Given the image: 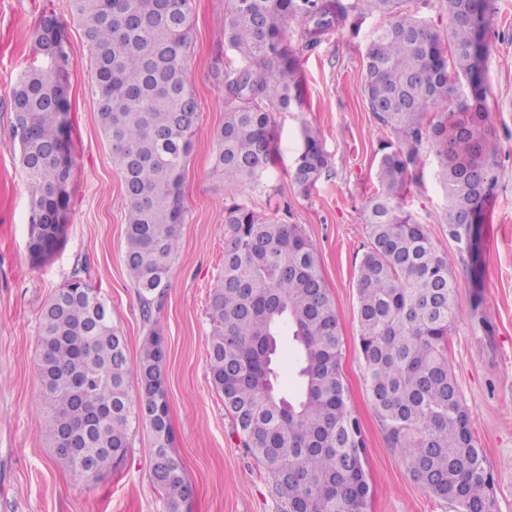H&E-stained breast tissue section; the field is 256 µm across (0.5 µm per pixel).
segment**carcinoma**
<instances>
[{"mask_svg": "<svg viewBox=\"0 0 512 512\" xmlns=\"http://www.w3.org/2000/svg\"><path fill=\"white\" fill-rule=\"evenodd\" d=\"M406 2L226 0L224 45L238 62L216 74L224 123L215 133L213 170L230 186L257 179L274 158L271 114L302 109L301 55L366 13L389 17L363 54L362 93L385 132L375 150L380 190L364 211L369 246L355 276L366 381L410 477L456 512H495L493 478L448 361L460 283L427 226L400 203L417 180L423 144H431L448 199L441 221L479 265L497 182L486 107L493 0H445V35ZM73 8L90 50L89 94L128 201L124 263L151 327L133 365L100 293L78 278L56 291L41 310V432L72 482L87 487L123 464L131 432L144 426L164 512H189L192 486L173 450L164 338L152 308L169 287L180 248L182 188L200 116L187 79L191 0H73ZM293 24L296 46L287 35ZM34 50L11 110L31 190L28 252L40 263L63 244L71 175L62 77L72 58L65 27L51 12L35 30ZM302 134L292 179L307 189L331 165L319 135L307 125ZM224 224V268L209 298L211 384L288 512H366L364 441L315 250L299 225L240 203L225 205ZM285 327L299 350L295 400L275 388L273 359ZM107 404L110 416L88 417Z\"/></svg>", "mask_w": 512, "mask_h": 512, "instance_id": "1", "label": "carcinoma"}]
</instances>
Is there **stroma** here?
I'll list each match as a JSON object with an SVG mask.
<instances>
[{
	"label": "stroma",
	"mask_w": 512,
	"mask_h": 512,
	"mask_svg": "<svg viewBox=\"0 0 512 512\" xmlns=\"http://www.w3.org/2000/svg\"><path fill=\"white\" fill-rule=\"evenodd\" d=\"M224 2H192L188 79L200 120L183 186L186 221L180 249L170 265L169 287L153 311L166 341L173 448L195 492L191 512H287L271 480L243 447L207 370L209 295L224 265V205L232 199L300 225L316 251L344 340L341 371L349 404L365 441L367 512H454L410 478L398 449L390 447L358 347L355 272L368 247L364 209L379 188L374 151L380 135L361 94L362 54L388 19L365 14L305 52L302 110L272 115L273 164L258 183L230 187L212 167L214 134L224 121V95L214 73L235 57L224 46ZM494 6L496 26L485 39L497 184L483 234L481 308L473 306L467 257L440 221L447 201L434 147L422 148L420 179L402 205L426 224L461 284L448 360L494 476L496 510L512 512V0H494ZM45 11L64 23L73 60L63 77L71 177L64 242L51 259L36 265L27 250L30 196L12 134L10 100L35 57V29ZM90 82V52L72 0H0V512H163L149 476L146 429L133 431L120 470L81 488L47 447L37 417L39 317L54 291L76 277L99 290L127 339L131 361H138L147 333L124 264L128 201L98 126ZM306 125L318 131L331 170L305 190L291 173Z\"/></svg>",
	"instance_id": "obj_1"
}]
</instances>
